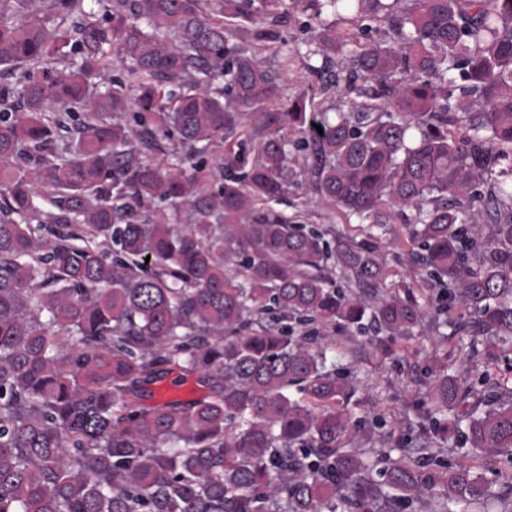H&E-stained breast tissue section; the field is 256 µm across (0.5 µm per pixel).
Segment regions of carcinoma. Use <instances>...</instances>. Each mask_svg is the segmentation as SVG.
Masks as SVG:
<instances>
[{
    "label": "carcinoma",
    "mask_w": 512,
    "mask_h": 512,
    "mask_svg": "<svg viewBox=\"0 0 512 512\" xmlns=\"http://www.w3.org/2000/svg\"><path fill=\"white\" fill-rule=\"evenodd\" d=\"M34 3L0 0V512L494 497L475 465L426 449L459 437L512 463L509 377L473 401L435 357L416 403L428 440L372 463L351 448L371 430L349 409L358 380L327 353L351 355L332 331L399 343L427 319L468 339L465 362L493 368L512 344V0H296L319 23L312 71L341 55L349 109L333 117L304 95L280 109L285 61L248 54L281 41L286 0ZM78 15L75 38L50 25ZM116 61L124 81L100 90ZM174 135L190 157L216 139L224 155L176 170L142 155ZM303 175L361 237L269 208ZM403 236L429 294L385 282L382 242ZM174 370L204 395L147 403Z\"/></svg>",
    "instance_id": "cac0c4a2"
}]
</instances>
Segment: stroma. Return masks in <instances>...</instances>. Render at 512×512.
Returning a JSON list of instances; mask_svg holds the SVG:
<instances>
[{"mask_svg":"<svg viewBox=\"0 0 512 512\" xmlns=\"http://www.w3.org/2000/svg\"><path fill=\"white\" fill-rule=\"evenodd\" d=\"M318 27L298 8L288 10L281 28L282 41L276 47L277 54L288 58V79L282 85L283 101L307 93L315 96L319 108L334 110L344 102L342 88L324 87L323 75L314 71L322 59L315 55ZM308 190L300 184L290 187L287 194L273 208L275 211L294 217L297 223L309 228L324 229L330 226L345 229L347 219L330 203L318 201L307 204ZM346 344L355 351L360 360V376L366 384L351 401L355 416L379 414L386 424L374 429L371 436L361 438L364 448L385 445L400 447L414 441L419 432V419L413 400L420 388L425 367L440 348H447L449 355H456L458 339L448 335L440 337L432 330L405 341L399 355L384 356L366 336H349ZM440 455L452 462L474 460L480 473L491 483L493 490L512 484V468L495 458H470L460 442L449 440L439 450Z\"/></svg>","mask_w":512,"mask_h":512,"instance_id":"1","label":"stroma"}]
</instances>
